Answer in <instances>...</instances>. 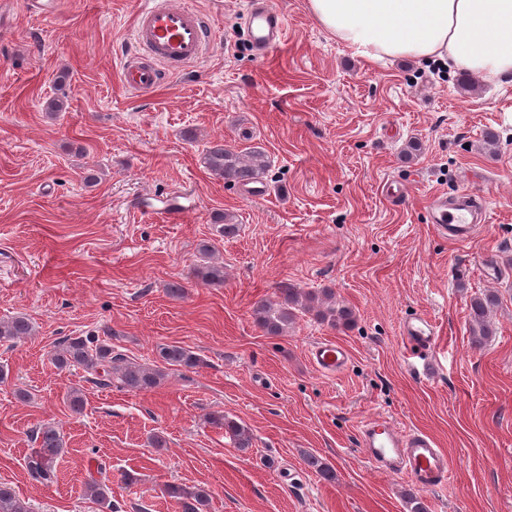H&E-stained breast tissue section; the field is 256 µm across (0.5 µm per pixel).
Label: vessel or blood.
Listing matches in <instances>:
<instances>
[{"mask_svg":"<svg viewBox=\"0 0 512 512\" xmlns=\"http://www.w3.org/2000/svg\"><path fill=\"white\" fill-rule=\"evenodd\" d=\"M249 37L262 53H269L285 39L283 16L273 0H251ZM133 49L120 66L124 85L139 93L160 87L170 76L205 55L209 35L203 16L182 6L179 0H139L133 26ZM433 226L461 243L470 238L481 223L486 207L482 198L460 193L438 194L431 200ZM403 335L417 354H428L436 345V331L426 318L406 320ZM314 367L333 375L348 364L350 353L335 341H320L310 350ZM362 449L382 473L405 477L417 487L432 490L447 484L450 463L447 452L427 432L407 431L378 417L360 426Z\"/></svg>","mask_w":512,"mask_h":512,"instance_id":"vessel-or-blood-1","label":"vessel or blood"}]
</instances>
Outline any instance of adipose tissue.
Returning a JSON list of instances; mask_svg holds the SVG:
<instances>
[{
  "label": "adipose tissue",
  "instance_id": "ef3b65f1",
  "mask_svg": "<svg viewBox=\"0 0 512 512\" xmlns=\"http://www.w3.org/2000/svg\"><path fill=\"white\" fill-rule=\"evenodd\" d=\"M310 14L367 61L439 60L485 79L512 76V0H307Z\"/></svg>",
  "mask_w": 512,
  "mask_h": 512
}]
</instances>
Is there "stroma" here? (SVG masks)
<instances>
[{
    "instance_id": "obj_1",
    "label": "stroma",
    "mask_w": 512,
    "mask_h": 512,
    "mask_svg": "<svg viewBox=\"0 0 512 512\" xmlns=\"http://www.w3.org/2000/svg\"><path fill=\"white\" fill-rule=\"evenodd\" d=\"M276 2L287 35L260 58L247 0H185L210 18V49L138 96L119 73L136 0H61L50 17L0 0V319L23 313L36 328L0 344V482L32 512H101L85 493L100 463L122 512H179L169 483L207 486V512H410L413 497L427 512H512V77L368 62L318 26L306 0ZM62 70L67 109L51 118ZM489 131L497 145H484ZM218 139L266 152L265 197L246 199L204 168ZM90 168L97 183L84 180ZM457 190L488 200L465 244L432 224L431 197ZM174 192L197 202L178 220L138 207ZM227 212L240 231L223 240L215 224ZM205 242L223 285L193 276ZM173 282L184 297L168 295ZM288 286L333 289L353 322L301 312L288 333L266 335L253 306ZM486 290L499 297L497 333L476 348L469 300ZM417 315L437 333L423 360L402 335ZM107 329L130 360L158 364L174 344L203 364L131 392L51 363L64 337ZM320 339L349 350L341 373L312 367ZM73 388L85 395L79 414ZM217 411L250 429L251 448L208 423ZM372 416L433 436L451 458L448 484L423 490L373 469L359 441ZM46 422L66 442L50 486L24 464ZM156 434L166 448L152 447Z\"/></svg>"
}]
</instances>
